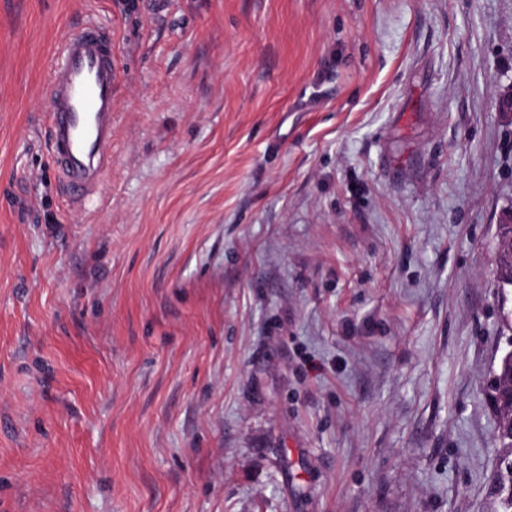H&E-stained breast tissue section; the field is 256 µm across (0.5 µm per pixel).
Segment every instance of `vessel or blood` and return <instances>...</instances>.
Wrapping results in <instances>:
<instances>
[{"label": "vessel or blood", "mask_w": 512, "mask_h": 512, "mask_svg": "<svg viewBox=\"0 0 512 512\" xmlns=\"http://www.w3.org/2000/svg\"><path fill=\"white\" fill-rule=\"evenodd\" d=\"M112 34L89 21L66 34L51 69V151L70 206L89 204L112 162Z\"/></svg>", "instance_id": "b4317fda"}]
</instances>
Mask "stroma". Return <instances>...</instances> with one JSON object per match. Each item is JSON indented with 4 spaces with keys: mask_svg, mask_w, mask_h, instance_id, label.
Returning <instances> with one entry per match:
<instances>
[{
    "mask_svg": "<svg viewBox=\"0 0 512 512\" xmlns=\"http://www.w3.org/2000/svg\"><path fill=\"white\" fill-rule=\"evenodd\" d=\"M0 0V512H496L512 0ZM118 79L70 207L48 72ZM115 84L110 31L87 21L64 36L49 77L47 117L53 162L72 207L94 199L111 165Z\"/></svg>",
    "mask_w": 512,
    "mask_h": 512,
    "instance_id": "35a3bbf8",
    "label": "stroma"
}]
</instances>
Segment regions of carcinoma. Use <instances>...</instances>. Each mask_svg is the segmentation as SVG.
<instances>
[{
    "label": "carcinoma",
    "instance_id": "obj_1",
    "mask_svg": "<svg viewBox=\"0 0 512 512\" xmlns=\"http://www.w3.org/2000/svg\"><path fill=\"white\" fill-rule=\"evenodd\" d=\"M498 237V283L502 289L512 288V227L502 225ZM508 385L512 386V366L505 363L499 365L487 392L489 402L500 415L496 439L505 453L501 460L500 478L495 486L499 500L497 512H512V495H507V489L512 487V401L501 403L498 400L502 388Z\"/></svg>",
    "mask_w": 512,
    "mask_h": 512
}]
</instances>
